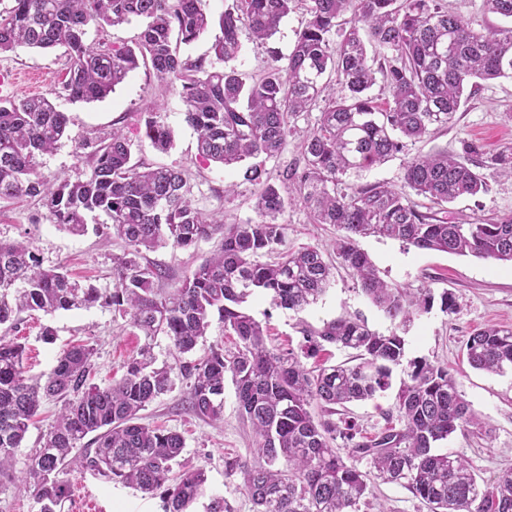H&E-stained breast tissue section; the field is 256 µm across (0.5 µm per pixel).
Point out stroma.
Wrapping results in <instances>:
<instances>
[{
    "label": "stroma",
    "mask_w": 512,
    "mask_h": 512,
    "mask_svg": "<svg viewBox=\"0 0 512 512\" xmlns=\"http://www.w3.org/2000/svg\"><path fill=\"white\" fill-rule=\"evenodd\" d=\"M307 0H298L295 10L284 18L278 32L265 44L252 41L249 33L240 36L242 48L235 67L251 77L258 75L272 56L291 51L296 35L308 17ZM66 63L62 49L48 52L21 48L0 55V73L15 74L13 86L1 93L4 98L55 92L54 102L68 119L67 134L53 152L37 156L38 171L45 176L63 174L70 179L85 178L88 171L84 142L123 127L132 141V158L151 165L187 169L191 200L197 208L223 215L233 224L256 219L254 209L257 189L245 181L240 167L225 168L201 163L196 157L195 130L185 120L184 103L177 91L168 89L150 66H140L129 73L115 91L101 101H71L57 91L59 74ZM157 101L160 119L174 132L173 147L156 150L143 135L149 101ZM478 141L486 154L512 141V80L482 82L476 94L456 113L452 124L433 137L408 144L403 153L352 177L355 186L381 182L401 188L404 168L409 158L438 150L457 154L464 140ZM487 193L462 197L448 206V219L468 224L480 218L512 217V178L486 169ZM233 186L234 196L224 194ZM280 220L286 226L283 249L295 250L315 245L322 248L327 261L335 262L333 241L337 230L329 224L312 223L302 205H289ZM30 237L42 267H64L72 276L89 281L101 289H112V257L122 253L121 240H102L87 232L74 235L54 224L47 210L37 201L22 199L0 202V239ZM216 240H202L188 249L163 244L145 252V260L159 265L169 275L165 287L172 288L215 249ZM361 249L375 265L381 279L405 288H430L434 293H450L455 302L453 313L440 307L417 317L407 333V357H424L446 365L456 378L459 389L481 425L455 432L443 442L440 452L464 457L480 485H487L507 470H512V372L489 374L470 367L465 357V343L476 330L490 325L512 327V264L494 260L457 256L439 251L420 250L384 237H367ZM249 312L269 331L270 346L284 351L297 345L298 322L314 326L345 312H363L371 328L385 333L391 323L358 290V285L344 266L337 265L335 278L317 307L294 313L275 308L269 299L250 297ZM52 325L55 343H44L41 325ZM22 336L26 345L25 364L29 375L49 373L59 353L68 343L87 341L98 350L95 384L104 386L120 377L121 366L136 354L144 337L112 307L97 305L88 309L60 311L52 315L35 314L28 320ZM185 380L142 411L143 423L180 433L185 439L184 464L205 468L208 475L206 497L224 498L235 512H254L243 490L239 464L252 461L256 441L249 425L240 417L235 387L224 384V420L213 424L195 416L185 401ZM395 390L347 407L350 417L364 433L374 435L387 425L386 413L395 403ZM72 497L62 512H86L88 502H95L101 512H161L159 496H148L121 483L89 472L68 474Z\"/></svg>",
    "instance_id": "35a3bbf8"
}]
</instances>
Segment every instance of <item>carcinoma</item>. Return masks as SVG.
Returning a JSON list of instances; mask_svg holds the SVG:
<instances>
[{"instance_id": "obj_1", "label": "carcinoma", "mask_w": 512, "mask_h": 512, "mask_svg": "<svg viewBox=\"0 0 512 512\" xmlns=\"http://www.w3.org/2000/svg\"><path fill=\"white\" fill-rule=\"evenodd\" d=\"M295 0H232L218 19L212 57L180 55L213 25L206 0H11L0 10V54L19 47L65 48L62 89L74 102L101 101L130 72L148 63L155 74L180 86L185 120L197 132L198 156L224 168L249 159L278 158L292 132L289 119L326 100L316 125L300 144L298 161L277 176L252 163L245 179L258 186L256 220L226 224L192 204L191 186L180 169L132 161L123 130L98 140L88 153L85 179H50L36 158L64 137L68 117L48 95L0 99V200L30 198L53 222L75 235L87 231L86 216L99 213L103 234L124 241L112 259L114 284L104 291L44 269L33 241L0 240V475L13 471L42 401L61 408L41 447L27 459L21 481L33 487L38 512H61L72 495L64 478L71 469L92 471L143 494H160L162 512H188L204 496L207 475L181 463L185 444L176 432L141 423L140 411L174 389L172 369L155 366L162 337L178 355L195 350L213 319L237 337L235 351L212 349L180 366L189 383L188 405L212 422L224 417V381L235 386L240 416L256 437V457L238 465L254 512H360L371 506L369 473L354 464L367 458L374 477L398 484L425 502L430 512H512V472L481 488L468 462L437 445L478 419L448 367L423 358L405 360L406 333L435 300L454 311L448 292L415 291L382 280L360 240L388 237L420 250L512 262V218L453 224L445 205L488 190L485 168L512 176V142L484 156L475 142L462 153L438 151L405 165L404 185L353 188L349 178L400 153L405 140H419L451 123L466 93L479 82L512 79V28L475 30L448 11L443 0H310L309 18L286 56H274L266 71L249 80L233 66L247 27L258 41L272 37ZM349 16L347 27L336 21ZM144 21L128 45L87 44L85 27ZM380 63H368L367 45ZM336 74L342 94L323 83ZM388 89L381 106L367 95L376 75ZM145 107L144 137L165 152L174 134ZM438 209L422 212L411 195ZM298 202L313 224H333L336 255L361 294L390 320L381 333L359 311L320 327L298 323L301 340L285 352L269 346L267 332L245 307L263 295L282 310L317 305L333 277L321 250L303 246L274 252L285 237L279 217ZM219 238L215 252L182 282L165 292L160 267L142 263L143 251L161 244L189 248ZM110 305L144 336L123 373L105 386L89 383L97 349L72 344L60 352L45 379L27 374L25 345L9 336L23 314ZM327 345L354 351L352 363L307 367ZM469 365L488 373L512 369V328L487 326L465 344ZM407 361V379L388 411L390 425L373 437L350 420L335 421L337 408L373 400L391 387L393 367ZM320 408V417L311 413ZM90 443H83L88 435ZM352 449L345 455L336 441ZM181 471L168 484L174 466Z\"/></svg>"}]
</instances>
